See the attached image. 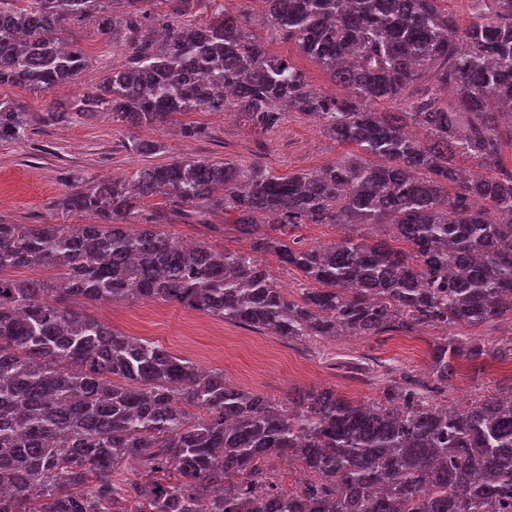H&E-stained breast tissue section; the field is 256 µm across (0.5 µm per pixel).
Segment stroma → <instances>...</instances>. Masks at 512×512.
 <instances>
[{"label": "stroma", "mask_w": 512, "mask_h": 512, "mask_svg": "<svg viewBox=\"0 0 512 512\" xmlns=\"http://www.w3.org/2000/svg\"><path fill=\"white\" fill-rule=\"evenodd\" d=\"M227 9L247 16V28L267 51L290 60L306 76L309 88L331 96L343 89L320 66L301 55L293 42L277 37L261 20L256 0H226ZM88 67L66 90L31 91L4 86L0 95L21 100L28 111H67L71 102L93 91L112 68L127 63L123 42L101 35L94 22L73 28ZM189 121L208 130L207 137L185 138L174 126L132 128L108 117L41 125L25 141L0 142V221L7 224H89L93 218L64 212L56 202L74 176L101 179L111 173L131 178L146 165L174 159H227L261 162L275 175L312 170L334 160L342 148L309 117L286 113L272 130L255 131L236 113L217 115L201 110ZM155 140L160 152L143 155L136 145ZM223 213L175 210L162 231L186 243H207L216 249L246 248V239L224 234ZM86 310L118 332L154 341L168 353L206 369L222 370L236 387L279 400L288 392L331 389L359 405L378 398L392 375L409 370L426 373L431 348L441 329L417 333L386 332L378 336L336 337L331 340H288L188 310L177 303L136 301L91 303ZM455 374L445 394L449 404H463L491 393L512 392V361L485 358L482 369L466 359L454 360Z\"/></svg>", "instance_id": "obj_1"}]
</instances>
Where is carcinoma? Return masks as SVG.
Listing matches in <instances>:
<instances>
[{
    "instance_id": "cac0c4a2",
    "label": "carcinoma",
    "mask_w": 512,
    "mask_h": 512,
    "mask_svg": "<svg viewBox=\"0 0 512 512\" xmlns=\"http://www.w3.org/2000/svg\"><path fill=\"white\" fill-rule=\"evenodd\" d=\"M151 16L147 0H0V87L49 90L88 64L69 28L126 30L130 62L67 112L0 97V141L72 116L130 127L233 110L267 131L313 117L353 150L314 171L276 176L254 161L181 159L125 181L78 177L57 201L92 224L0 222V271L50 267L58 281L0 276V512H506L512 508V395L441 403L452 362L512 359V338L464 346L454 331L512 316V0H473L462 30L441 0H257L267 25L351 91L310 90L270 55L245 15L191 0ZM119 6L110 10L106 3ZM401 103V112L375 105ZM428 132L418 141L404 132ZM489 171L473 177L453 159ZM235 213L246 249L182 245L157 220L126 224L144 202ZM275 218L277 234L260 218ZM301 224H336L303 248ZM382 226L402 249L359 228ZM303 281L294 301L267 258ZM175 302L286 338L377 336L440 327L428 371L391 380L368 407L330 389L281 401L226 382L88 315L89 302ZM137 458L140 481L121 476ZM309 479L287 489L273 459Z\"/></svg>"
}]
</instances>
